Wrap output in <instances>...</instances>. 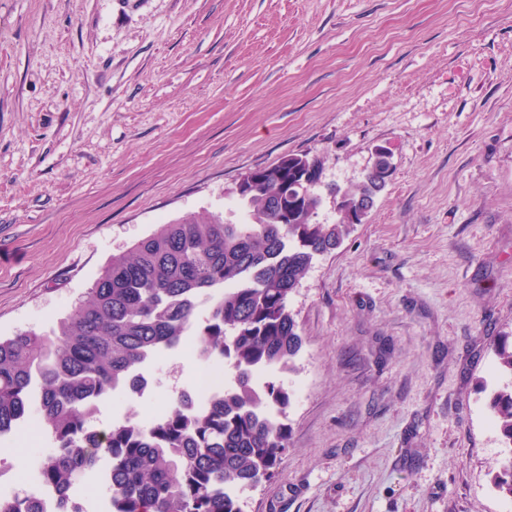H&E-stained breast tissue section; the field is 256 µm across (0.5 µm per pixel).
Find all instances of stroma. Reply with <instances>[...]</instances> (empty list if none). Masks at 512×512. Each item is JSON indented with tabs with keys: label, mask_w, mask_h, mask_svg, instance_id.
Here are the masks:
<instances>
[{
	"label": "stroma",
	"mask_w": 512,
	"mask_h": 512,
	"mask_svg": "<svg viewBox=\"0 0 512 512\" xmlns=\"http://www.w3.org/2000/svg\"><path fill=\"white\" fill-rule=\"evenodd\" d=\"M378 145L391 179L290 300L288 448L243 509L497 512L512 0H0V336L49 330L159 224L246 222L241 174L308 153L353 187ZM193 346L100 422L157 415L194 383ZM0 446V492L19 493L49 431Z\"/></svg>",
	"instance_id": "stroma-1"
}]
</instances>
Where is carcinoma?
Returning <instances> with one entry per match:
<instances>
[{
    "mask_svg": "<svg viewBox=\"0 0 512 512\" xmlns=\"http://www.w3.org/2000/svg\"><path fill=\"white\" fill-rule=\"evenodd\" d=\"M317 156L290 154L252 174L239 199L249 220L221 214L160 224L127 253L112 256L86 299L45 332L0 337V438L35 419L53 447L36 461L55 485L61 512H83L70 496L78 474L111 461L106 512H243L240 492L276 472L288 448L291 393L279 381L254 386V373H291L303 346L292 294L315 261L350 235L348 212L317 220L328 188ZM384 159L372 155L362 184L343 189L346 206L386 186ZM282 199L288 223L271 207ZM194 336L204 361L233 371L223 392L197 405L183 392L167 414L145 423L127 417L90 434L97 399L160 349ZM493 362L501 383L488 409L512 453V333ZM273 407L278 418L264 415ZM499 497L512 499V456L492 474Z\"/></svg>",
    "mask_w": 512,
    "mask_h": 512,
    "instance_id": "obj_1",
    "label": "carcinoma"
}]
</instances>
